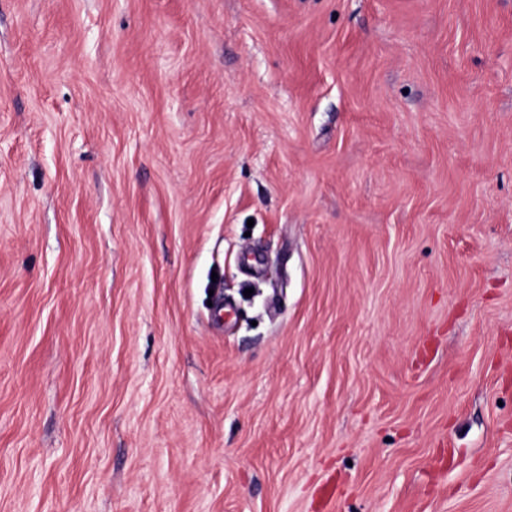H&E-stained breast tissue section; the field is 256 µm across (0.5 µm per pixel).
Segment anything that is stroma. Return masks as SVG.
<instances>
[{"label": "stroma", "mask_w": 512, "mask_h": 512, "mask_svg": "<svg viewBox=\"0 0 512 512\" xmlns=\"http://www.w3.org/2000/svg\"><path fill=\"white\" fill-rule=\"evenodd\" d=\"M0 512H512V0H0Z\"/></svg>", "instance_id": "35a3bbf8"}]
</instances>
